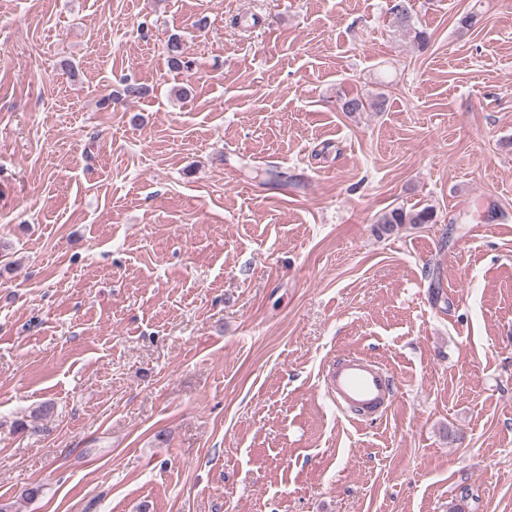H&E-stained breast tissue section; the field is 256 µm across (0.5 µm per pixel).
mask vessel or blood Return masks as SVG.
<instances>
[{
	"label": "vessel or blood",
	"mask_w": 512,
	"mask_h": 512,
	"mask_svg": "<svg viewBox=\"0 0 512 512\" xmlns=\"http://www.w3.org/2000/svg\"><path fill=\"white\" fill-rule=\"evenodd\" d=\"M328 390L337 407L361 418L377 417L393 403L396 382L376 360L349 354L330 366Z\"/></svg>",
	"instance_id": "obj_1"
}]
</instances>
